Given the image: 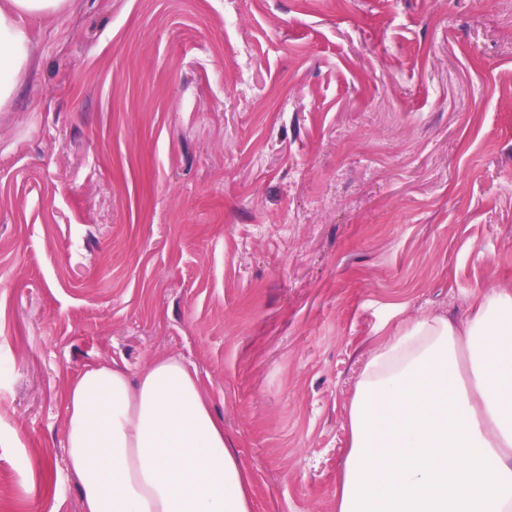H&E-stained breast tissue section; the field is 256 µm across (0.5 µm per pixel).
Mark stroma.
I'll return each mask as SVG.
<instances>
[{
	"label": "stroma",
	"mask_w": 512,
	"mask_h": 512,
	"mask_svg": "<svg viewBox=\"0 0 512 512\" xmlns=\"http://www.w3.org/2000/svg\"><path fill=\"white\" fill-rule=\"evenodd\" d=\"M0 109V512H81L65 391L194 367L256 512H335L396 324L512 289V0H74Z\"/></svg>",
	"instance_id": "1"
}]
</instances>
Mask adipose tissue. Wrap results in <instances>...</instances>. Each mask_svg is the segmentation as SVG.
<instances>
[{
    "label": "adipose tissue",
    "mask_w": 512,
    "mask_h": 512,
    "mask_svg": "<svg viewBox=\"0 0 512 512\" xmlns=\"http://www.w3.org/2000/svg\"><path fill=\"white\" fill-rule=\"evenodd\" d=\"M70 4L0 6V108L32 66L24 18ZM65 403L82 512H254L250 474L181 359L135 376L89 367ZM347 414L336 512H512V290L482 293L460 320L398 324L365 360Z\"/></svg>",
    "instance_id": "adipose-tissue-1"
}]
</instances>
